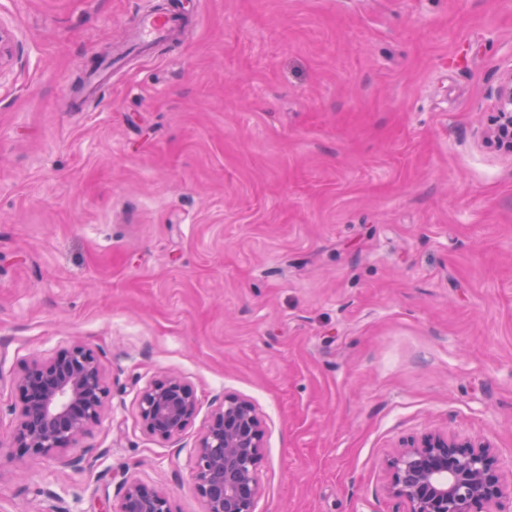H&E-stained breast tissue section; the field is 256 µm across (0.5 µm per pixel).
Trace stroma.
<instances>
[{
	"label": "stroma",
	"instance_id": "35a3bbf8",
	"mask_svg": "<svg viewBox=\"0 0 512 512\" xmlns=\"http://www.w3.org/2000/svg\"><path fill=\"white\" fill-rule=\"evenodd\" d=\"M193 12L84 107L143 8ZM0 438L36 355L110 388L70 452L0 460V512H99L123 480L204 512L186 450L261 417L255 512H407L396 452L486 440L512 483V155L483 141L512 0H0ZM175 374L198 412L148 435ZM137 399L143 429L162 440L179 436L193 421L199 405L192 386L177 375L147 383Z\"/></svg>",
	"mask_w": 512,
	"mask_h": 512
}]
</instances>
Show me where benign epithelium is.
<instances>
[{"label":"benign epithelium","instance_id":"benign-epithelium-1","mask_svg":"<svg viewBox=\"0 0 512 512\" xmlns=\"http://www.w3.org/2000/svg\"><path fill=\"white\" fill-rule=\"evenodd\" d=\"M498 126L494 138L512 154V72L494 92ZM21 401L13 409L11 448L53 458L76 447L106 416L110 390L95 350L74 342L55 354L34 357L15 380ZM198 399L177 375L147 383L138 392V413L145 432L169 440L193 421ZM263 424L254 406L226 395L212 411L197 444L187 449L194 489L204 512H254L262 494L258 470L263 458ZM388 491L408 512H503L512 486L502 483L498 460L487 444L429 435L392 461ZM101 512H172L166 493L138 481L120 484L117 503L100 501Z\"/></svg>","mask_w":512,"mask_h":512}]
</instances>
